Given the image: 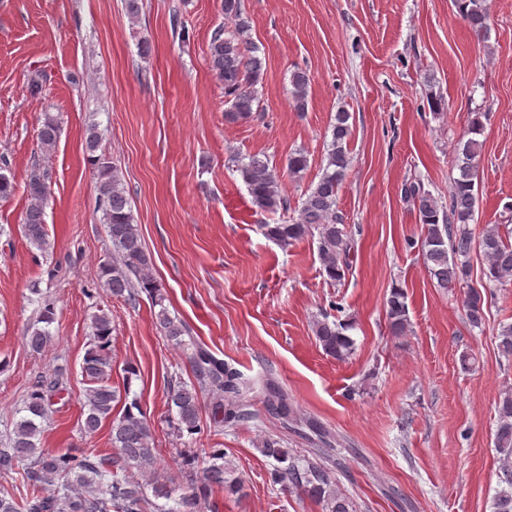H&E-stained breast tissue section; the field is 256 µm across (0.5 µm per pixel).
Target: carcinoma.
<instances>
[{"label":"carcinoma","mask_w":512,"mask_h":512,"mask_svg":"<svg viewBox=\"0 0 512 512\" xmlns=\"http://www.w3.org/2000/svg\"><path fill=\"white\" fill-rule=\"evenodd\" d=\"M461 19L476 34L488 31V0H456ZM224 18L232 28H218L209 43L212 69L224 85L227 108L224 119L229 123L248 120L258 111L259 90L264 72V59L251 39V22L245 14L242 0H223ZM291 96L297 111H305L309 78L300 70L291 74ZM349 113L336 112L331 125V141L327 144L319 179L308 187L301 200L298 217L292 221L263 224V234L286 249L295 242L312 237L322 268L332 282L341 281L350 267L352 240L338 211V192L351 168L349 150L351 127ZM480 117L471 121V137L457 144L454 158L456 176L448 191V208L415 179L402 187L404 199L418 213L424 227L421 249L427 268L439 288L468 285L472 275L471 253L482 254L483 275L494 285L512 281V241L502 235L497 224H487L473 235L469 224L474 220L479 197L476 189L478 157L482 141ZM39 142L44 153H51L59 138L56 118L47 114L39 130ZM100 134L97 128L88 130L86 153L97 177V209L112 242V261L103 264L102 286L112 296L128 301L139 292L148 293L154 306L155 320L160 333L178 346H192L188 356L194 377L191 383L172 380L168 383V406L175 412L172 428L176 435L193 436L200 433V394H214L212 416L222 424H233L252 417L248 410V395L253 386L232 364L213 356L200 344L187 343L189 333L183 320L170 313L164 304L162 285L152 276L151 257L145 249L138 225L134 224L131 201L117 166L109 157L97 153ZM309 167L305 151L289 154L288 177L297 179ZM236 168L246 184L253 205L262 212H288V198L280 190V172L270 160L252 155L236 160ZM47 172L36 167L25 185L28 205L22 233L30 247L46 252L51 242L44 215L49 196ZM479 291L471 288L465 299L466 318L470 326L479 328L485 321L484 304ZM388 329L393 336L410 331L407 296L403 289H391L385 302ZM349 325L315 319L313 334L323 352L339 361L354 350V340L346 334ZM94 347L86 354L82 373L89 381L85 389V433L96 432L103 423L110 424L113 452L109 455L82 453L70 450L48 451L38 447L43 422L52 414L54 397L67 390L65 371L35 377L28 393L23 415L14 427L11 446L0 448V470L20 475L30 487V498L20 503L0 495V512H218L208 502V491L217 488L234 496L242 490V480L226 459L222 448L205 450L204 458L185 453L180 455L182 481L177 483L158 475L160 454L154 448L150 423L137 399H123L109 384L112 373V317L101 312L93 317ZM497 349L504 357H512V323L500 326ZM51 341L45 328H34L25 344L39 351ZM263 403L284 422L305 426L320 434L322 443L329 444L326 433L312 417L300 415L288 401L279 384L268 378L261 388ZM497 425L494 446L500 462L501 483L505 484L494 497L493 512H512V388L499 394L496 403ZM263 455L279 463H287L273 473L275 483H290L302 495L320 504L324 512H356L350 497L336 488L331 469L311 462L300 465L280 448L279 442L269 439L262 443Z\"/></svg>","instance_id":"1"}]
</instances>
